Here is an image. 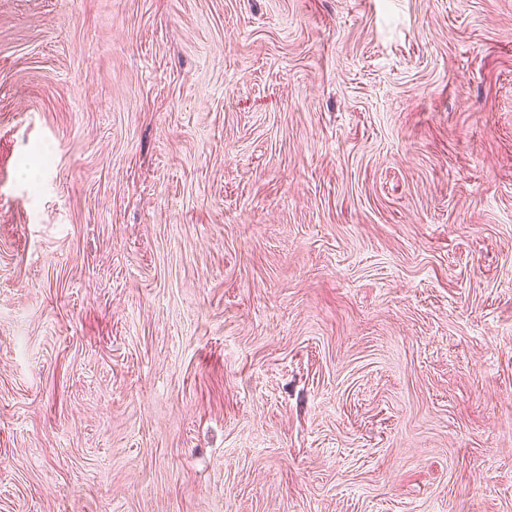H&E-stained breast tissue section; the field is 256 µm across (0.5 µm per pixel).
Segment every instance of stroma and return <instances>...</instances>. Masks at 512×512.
Segmentation results:
<instances>
[{"mask_svg": "<svg viewBox=\"0 0 512 512\" xmlns=\"http://www.w3.org/2000/svg\"><path fill=\"white\" fill-rule=\"evenodd\" d=\"M0 512H512V0H0Z\"/></svg>", "mask_w": 512, "mask_h": 512, "instance_id": "35a3bbf8", "label": "stroma"}]
</instances>
